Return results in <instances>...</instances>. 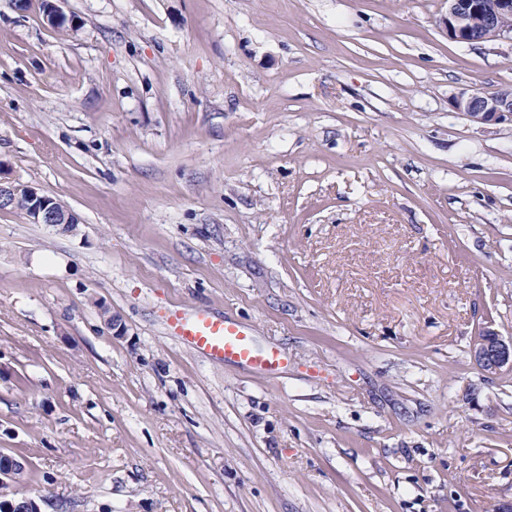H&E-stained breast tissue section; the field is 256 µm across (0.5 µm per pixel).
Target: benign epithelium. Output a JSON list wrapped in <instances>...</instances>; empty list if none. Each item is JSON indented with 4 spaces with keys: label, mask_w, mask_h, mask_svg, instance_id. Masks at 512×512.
Here are the masks:
<instances>
[{
    "label": "benign epithelium",
    "mask_w": 512,
    "mask_h": 512,
    "mask_svg": "<svg viewBox=\"0 0 512 512\" xmlns=\"http://www.w3.org/2000/svg\"><path fill=\"white\" fill-rule=\"evenodd\" d=\"M60 0H41L46 22L55 27L67 16L59 6ZM482 19V36L473 32V17ZM512 17V0H448L445 28L448 37L456 42L475 44L490 43L502 38L512 39V26L506 19ZM453 108L472 120L489 125L509 122L512 124V89L491 94H478L462 90L452 98ZM25 199L22 212L32 224L79 223L70 210L60 211L55 207V197L32 186L16 184L0 176V210H15L19 199ZM101 317L114 336H122L125 326L117 315L100 306ZM471 354L475 362L489 375H499L512 370V340L503 339L491 329H485L474 344ZM25 463L4 453L0 454V478L12 479Z\"/></svg>",
    "instance_id": "7a95c632"
}]
</instances>
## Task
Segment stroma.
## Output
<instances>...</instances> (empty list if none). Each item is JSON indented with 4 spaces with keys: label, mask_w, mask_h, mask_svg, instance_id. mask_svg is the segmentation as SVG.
Listing matches in <instances>:
<instances>
[{
    "label": "stroma",
    "mask_w": 512,
    "mask_h": 512,
    "mask_svg": "<svg viewBox=\"0 0 512 512\" xmlns=\"http://www.w3.org/2000/svg\"><path fill=\"white\" fill-rule=\"evenodd\" d=\"M0 0V452L42 512H492L512 501V40L448 0ZM118 314L112 336L100 306ZM208 310L277 379L184 347ZM482 19V36L475 38L472 17ZM512 17L511 0H448L445 28L448 37L456 42L490 43L502 38L512 39V27L506 19ZM456 112L489 125L512 124V89L483 94L462 90L452 98ZM2 175L0 171V210H20L33 224H63L67 227L78 224L79 219L72 211L63 212L55 207V197L35 187L6 180ZM21 197L26 201L23 209L17 207ZM471 354L475 362L489 375L512 370V340H505L495 330L484 329Z\"/></svg>",
    "instance_id": "stroma-1"
}]
</instances>
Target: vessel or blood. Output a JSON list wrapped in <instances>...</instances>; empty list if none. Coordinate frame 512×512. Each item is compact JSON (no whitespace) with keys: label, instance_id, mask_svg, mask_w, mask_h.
Here are the masks:
<instances>
[{"label":"vessel or blood","instance_id":"1","mask_svg":"<svg viewBox=\"0 0 512 512\" xmlns=\"http://www.w3.org/2000/svg\"><path fill=\"white\" fill-rule=\"evenodd\" d=\"M168 325L183 345L217 363L245 368L268 379L277 378L288 364L287 356L277 349H257L249 325L215 317L205 309L190 315L171 311Z\"/></svg>","mask_w":512,"mask_h":512}]
</instances>
